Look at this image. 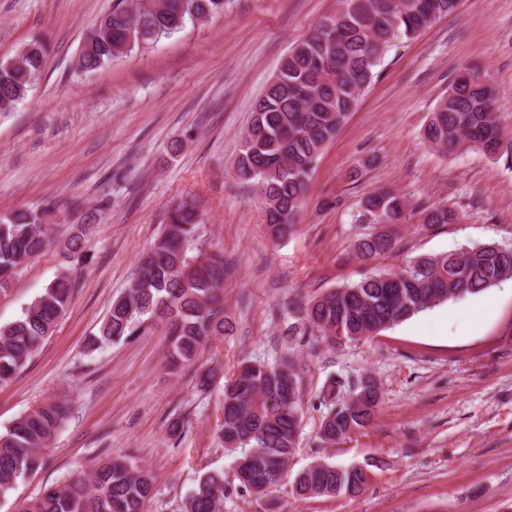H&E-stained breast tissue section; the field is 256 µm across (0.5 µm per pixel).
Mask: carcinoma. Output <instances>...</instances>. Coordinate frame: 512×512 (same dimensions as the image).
I'll return each mask as SVG.
<instances>
[{
  "mask_svg": "<svg viewBox=\"0 0 512 512\" xmlns=\"http://www.w3.org/2000/svg\"><path fill=\"white\" fill-rule=\"evenodd\" d=\"M460 0H340L341 8L292 46L256 101L234 173L241 184L256 187L269 237L284 241L295 218L319 153L335 135L363 92L378 77L375 69L390 47L453 13ZM225 0H118L86 36L78 65L104 68L142 43H156L183 28L186 21L224 12ZM47 45L31 40L0 60V112L22 100L44 72ZM495 86L472 67L459 70L439 99L423 131L428 147L439 152L476 150L512 168V135L501 131L495 110ZM404 197L389 190L364 196L353 223L373 230L356 240V257L369 262L395 245L389 228L400 223ZM56 206L0 216V294L17 271L49 244L48 226ZM423 226L453 224L460 213L446 205L422 207ZM201 217L188 202L168 213L166 224L137 266V274L112 305L90 347L131 340L148 322L169 325L168 363L192 365L215 337L234 330L220 291L233 261L220 249L206 250ZM68 258L87 257L84 234L73 236ZM512 279V245L488 243L444 254L413 257L400 272L376 271L331 288L303 303L278 309L282 335L314 337L330 347L358 342L453 298L480 293ZM76 281L61 271L13 322L0 326V385L12 380L54 332L70 305ZM303 374L292 359L273 364L244 363L224 380L223 420L218 442L241 448L235 466L238 486L262 493L288 476L304 419ZM341 381L330 379L319 399L330 405L320 424L327 444L369 427L381 399L377 382L367 376L346 399ZM66 407L46 403L19 416L0 431V498L18 479L38 470L43 450L61 427ZM366 481L355 466L316 461L294 476L298 496L355 495ZM152 475L129 460H108L89 479L75 477L64 486H48L23 502L18 512H146ZM224 473L202 474L183 504V512H220Z\"/></svg>",
  "mask_w": 512,
  "mask_h": 512,
  "instance_id": "cac0c4a2",
  "label": "carcinoma"
}]
</instances>
